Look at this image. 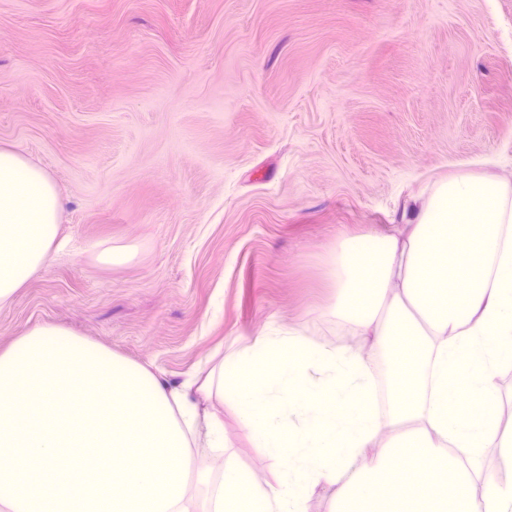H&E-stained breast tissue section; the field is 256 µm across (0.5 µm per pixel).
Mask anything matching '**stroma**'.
<instances>
[{
	"instance_id": "stroma-1",
	"label": "stroma",
	"mask_w": 512,
	"mask_h": 512,
	"mask_svg": "<svg viewBox=\"0 0 512 512\" xmlns=\"http://www.w3.org/2000/svg\"><path fill=\"white\" fill-rule=\"evenodd\" d=\"M0 146L71 245L0 350L50 322L200 382L235 337L335 332L341 237L512 175V0H0Z\"/></svg>"
}]
</instances>
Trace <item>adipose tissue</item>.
I'll return each instance as SVG.
<instances>
[{
  "mask_svg": "<svg viewBox=\"0 0 512 512\" xmlns=\"http://www.w3.org/2000/svg\"><path fill=\"white\" fill-rule=\"evenodd\" d=\"M62 199L48 172L0 148V305L59 251ZM338 339L295 326L233 340L196 389L43 324L0 351L5 512H512V177L440 179L387 234L328 250ZM223 412L200 411L197 395ZM233 416L271 450L269 478L224 438ZM364 420L360 429L347 421ZM221 470L179 461L190 449ZM316 460L297 487L295 449Z\"/></svg>",
  "mask_w": 512,
  "mask_h": 512,
  "instance_id": "obj_1",
  "label": "adipose tissue"
}]
</instances>
